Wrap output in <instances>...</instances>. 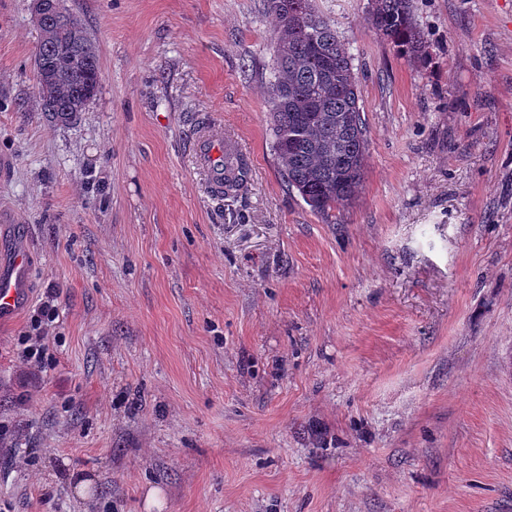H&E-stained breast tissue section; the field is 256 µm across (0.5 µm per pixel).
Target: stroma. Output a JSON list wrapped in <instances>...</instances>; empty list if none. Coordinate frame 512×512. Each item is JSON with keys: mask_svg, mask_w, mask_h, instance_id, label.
Listing matches in <instances>:
<instances>
[{"mask_svg": "<svg viewBox=\"0 0 512 512\" xmlns=\"http://www.w3.org/2000/svg\"><path fill=\"white\" fill-rule=\"evenodd\" d=\"M66 4L101 84L58 125L32 0H0V249L32 269L0 324V512H512V0H413L420 62L371 0H316L369 141L326 217L280 176L263 0ZM203 117L247 161L236 196L195 163ZM36 314L31 318L32 332L22 336L21 357L27 364L34 368H40L44 364L46 352L47 330L56 319L57 301L55 294L50 293Z\"/></svg>", "mask_w": 512, "mask_h": 512, "instance_id": "obj_1", "label": "stroma"}]
</instances>
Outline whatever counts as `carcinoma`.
<instances>
[{"label":"carcinoma","mask_w":512,"mask_h":512,"mask_svg":"<svg viewBox=\"0 0 512 512\" xmlns=\"http://www.w3.org/2000/svg\"><path fill=\"white\" fill-rule=\"evenodd\" d=\"M263 2L278 20L268 80L272 148L288 189L327 217L357 197L368 157L353 56L314 0ZM368 23L398 52L425 59L411 0H373ZM38 27L35 98L53 121L70 123L99 91L98 45L84 21L69 11L49 12ZM245 173L243 158L224 157V195L241 190Z\"/></svg>","instance_id":"1"}]
</instances>
